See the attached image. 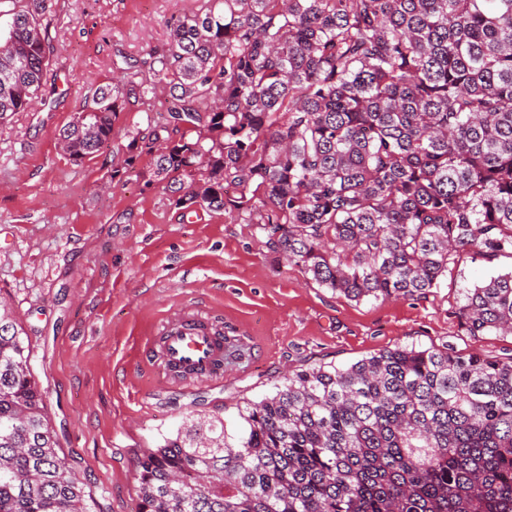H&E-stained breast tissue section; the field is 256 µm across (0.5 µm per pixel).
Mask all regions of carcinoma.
<instances>
[{
	"label": "carcinoma",
	"instance_id": "carcinoma-1",
	"mask_svg": "<svg viewBox=\"0 0 512 512\" xmlns=\"http://www.w3.org/2000/svg\"><path fill=\"white\" fill-rule=\"evenodd\" d=\"M47 0L0 36V120L38 97ZM59 129L80 163L157 79L132 135L176 208L256 224L352 301L423 297L465 250L512 257V0H214ZM512 335V271L461 289ZM22 323L0 300V512H94L60 455ZM137 512H512V358L397 346L296 371L143 453Z\"/></svg>",
	"mask_w": 512,
	"mask_h": 512
}]
</instances>
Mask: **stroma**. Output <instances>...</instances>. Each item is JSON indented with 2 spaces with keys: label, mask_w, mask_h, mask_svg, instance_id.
<instances>
[{
  "label": "stroma",
  "mask_w": 512,
  "mask_h": 512,
  "mask_svg": "<svg viewBox=\"0 0 512 512\" xmlns=\"http://www.w3.org/2000/svg\"><path fill=\"white\" fill-rule=\"evenodd\" d=\"M206 3L48 0L54 53L43 90L0 123V297L28 334L51 429L96 512H137L138 461L184 416L260 399L286 373L396 346L512 358V336L469 335L454 316L462 288L512 270L510 256L465 251L426 297L355 302L288 264L256 225L206 208L183 218L148 186L149 156L112 181L130 132L163 111L164 85L117 113L106 155L79 164L64 155L59 129L116 76L121 56L166 49L173 23ZM194 304L243 347L225 357L223 385L161 389L139 345Z\"/></svg>",
  "instance_id": "1"
}]
</instances>
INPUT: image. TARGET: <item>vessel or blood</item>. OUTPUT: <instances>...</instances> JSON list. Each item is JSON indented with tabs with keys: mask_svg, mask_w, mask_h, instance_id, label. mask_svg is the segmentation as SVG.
<instances>
[{
	"mask_svg": "<svg viewBox=\"0 0 512 512\" xmlns=\"http://www.w3.org/2000/svg\"><path fill=\"white\" fill-rule=\"evenodd\" d=\"M160 336L165 368L181 390L221 382L224 344L211 328L182 319L164 323Z\"/></svg>",
	"mask_w": 512,
	"mask_h": 512,
	"instance_id": "b4317fda",
	"label": "vessel or blood"
}]
</instances>
